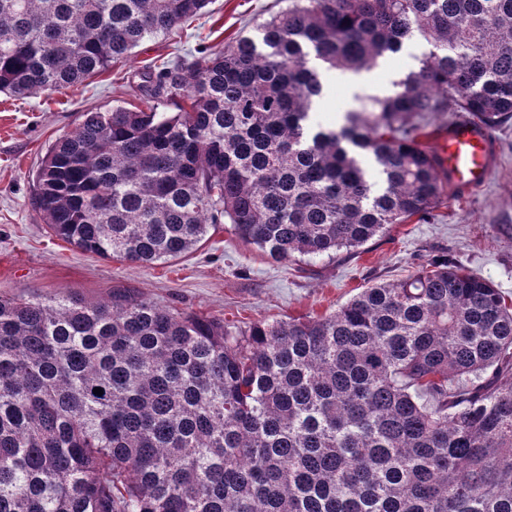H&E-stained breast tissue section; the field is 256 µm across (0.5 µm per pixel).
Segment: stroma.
<instances>
[{
    "label": "stroma",
    "mask_w": 512,
    "mask_h": 512,
    "mask_svg": "<svg viewBox=\"0 0 512 512\" xmlns=\"http://www.w3.org/2000/svg\"><path fill=\"white\" fill-rule=\"evenodd\" d=\"M292 0H210L199 19L168 38H148L130 58L83 84L24 99L0 93V296L76 294L90 301L131 288L162 309H182L228 323L276 321L335 311L361 288L401 280L447 255L491 280L512 300V122L494 127L499 167L466 198L448 194L429 222L392 225L358 249L313 264L276 260L246 244L230 224L211 229L192 253L162 264L103 259L53 236L31 206V175L49 145L72 132L83 112L130 106L139 71L199 44L251 36ZM429 47L407 44L372 70L376 86L417 69Z\"/></svg>",
    "instance_id": "1"
}]
</instances>
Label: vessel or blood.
<instances>
[{
    "instance_id": "vessel-or-blood-1",
    "label": "vessel or blood",
    "mask_w": 512,
    "mask_h": 512,
    "mask_svg": "<svg viewBox=\"0 0 512 512\" xmlns=\"http://www.w3.org/2000/svg\"><path fill=\"white\" fill-rule=\"evenodd\" d=\"M438 169L456 193L485 186L495 168L497 146L483 124L459 120L437 131L430 140Z\"/></svg>"
}]
</instances>
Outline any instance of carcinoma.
Returning a JSON list of instances; mask_svg holds the SVG:
<instances>
[{
  "label": "carcinoma",
  "instance_id": "cac0c4a2",
  "mask_svg": "<svg viewBox=\"0 0 512 512\" xmlns=\"http://www.w3.org/2000/svg\"><path fill=\"white\" fill-rule=\"evenodd\" d=\"M208 3L0 0V93L67 88ZM256 31L83 113L32 179L51 234L147 265L227 222L333 259L442 202L429 113L512 119V0H294ZM417 35L418 69L313 122L311 60L368 71ZM0 512H512V304L448 257L245 327L130 288L1 297Z\"/></svg>",
  "mask_w": 512,
  "mask_h": 512
}]
</instances>
